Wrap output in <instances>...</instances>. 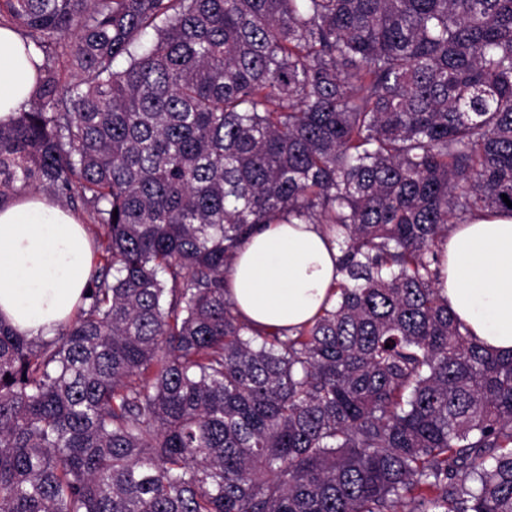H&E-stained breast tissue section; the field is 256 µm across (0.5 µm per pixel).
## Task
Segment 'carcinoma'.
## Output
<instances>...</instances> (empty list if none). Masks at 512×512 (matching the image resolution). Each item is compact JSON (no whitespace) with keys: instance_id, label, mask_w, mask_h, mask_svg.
Here are the masks:
<instances>
[{"instance_id":"cac0c4a2","label":"carcinoma","mask_w":512,"mask_h":512,"mask_svg":"<svg viewBox=\"0 0 512 512\" xmlns=\"http://www.w3.org/2000/svg\"><path fill=\"white\" fill-rule=\"evenodd\" d=\"M0 25L43 56L0 201L52 192L99 254L54 336L0 322V512H512V354L436 288L453 225L512 214V0H0ZM293 219L346 278L259 331L225 277Z\"/></svg>"}]
</instances>
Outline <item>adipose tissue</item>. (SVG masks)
Instances as JSON below:
<instances>
[{"mask_svg": "<svg viewBox=\"0 0 512 512\" xmlns=\"http://www.w3.org/2000/svg\"><path fill=\"white\" fill-rule=\"evenodd\" d=\"M40 54L0 27V121L28 103ZM341 252L318 224H263L239 249L227 286L244 319L271 330L312 322L336 300ZM92 275L89 236L55 198L0 202V319L52 337L75 314ZM437 286L479 346L512 352V215L481 216L448 234Z\"/></svg>", "mask_w": 512, "mask_h": 512, "instance_id": "ef3b65f1", "label": "adipose tissue"}]
</instances>
